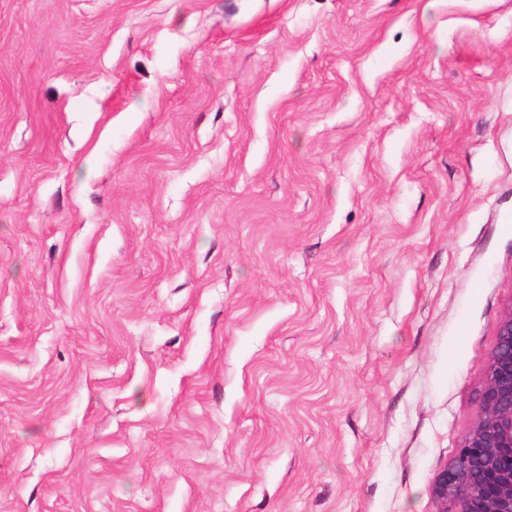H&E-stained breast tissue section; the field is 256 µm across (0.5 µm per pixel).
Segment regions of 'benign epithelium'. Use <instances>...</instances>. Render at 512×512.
<instances>
[{
	"instance_id": "7a95c632",
	"label": "benign epithelium",
	"mask_w": 512,
	"mask_h": 512,
	"mask_svg": "<svg viewBox=\"0 0 512 512\" xmlns=\"http://www.w3.org/2000/svg\"><path fill=\"white\" fill-rule=\"evenodd\" d=\"M482 410L432 484L440 512H512V307L482 381Z\"/></svg>"
}]
</instances>
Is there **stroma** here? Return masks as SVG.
I'll use <instances>...</instances> for the list:
<instances>
[{"mask_svg":"<svg viewBox=\"0 0 512 512\" xmlns=\"http://www.w3.org/2000/svg\"><path fill=\"white\" fill-rule=\"evenodd\" d=\"M512 304V0H0V512H439Z\"/></svg>","mask_w":512,"mask_h":512,"instance_id":"stroma-1","label":"stroma"}]
</instances>
